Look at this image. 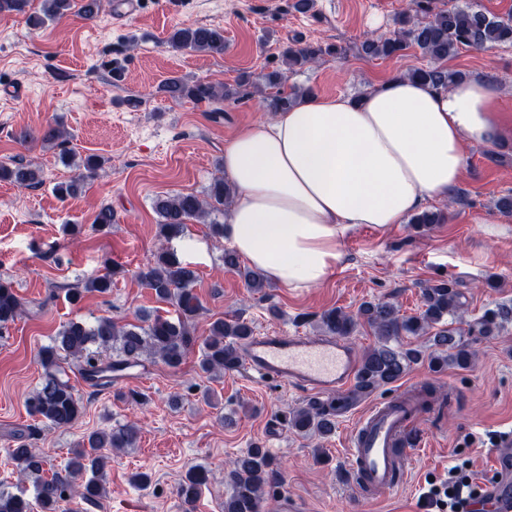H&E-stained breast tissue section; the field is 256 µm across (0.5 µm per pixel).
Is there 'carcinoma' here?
I'll use <instances>...</instances> for the list:
<instances>
[{"label": "carcinoma", "instance_id": "cac0c4a2", "mask_svg": "<svg viewBox=\"0 0 512 512\" xmlns=\"http://www.w3.org/2000/svg\"><path fill=\"white\" fill-rule=\"evenodd\" d=\"M29 0H0V14H28V22L35 28L68 15L77 8L92 18L101 8V0H42L41 12L28 13ZM397 30L386 37H367L361 44L362 53L369 57L399 56L413 47L429 58L430 65L414 67L403 76L434 89L446 90L458 82L460 75L448 69L446 62L459 49L466 47L487 50L501 44H512V14L497 15L483 9L473 0H448V7L434 10L430 0H410L409 11L397 20ZM169 45L178 51L224 53V31L215 27L185 26L174 29L168 37ZM342 48L319 43H296L281 51L282 67L264 75L265 83L278 87L288 74L317 64L324 56L337 54ZM249 78L241 77L234 86L222 82L190 81L171 77L159 87L165 97L173 101L218 103L241 99L248 95ZM311 93L309 89L292 88L291 92L277 91L267 98V111L290 109L298 98ZM22 142L41 141L46 146L64 149L68 143L65 130L58 124H48L34 133L22 129L17 133ZM103 164L99 156L82 160L83 172L77 177L56 185L55 192L62 198L74 195L81 186L84 173H93ZM0 181H9L20 187H34L42 183L41 170L25 165H0ZM234 189L220 174L212 178L205 196L195 193L159 195L154 210L159 217L157 238L171 242L185 235L192 220L206 221L213 214L228 210ZM447 214L441 210H425L411 217L410 223L419 225L443 224ZM224 266L237 269L246 287L253 295L264 293L269 277L249 267H241L239 255L224 251ZM121 272L117 265L112 272L87 276L76 288L68 291V299L78 302L89 293L105 294L112 288V276ZM142 285L154 293L156 299L175 308L176 317L169 318L157 312L139 319V322L120 324L108 317H98L94 323L72 319L64 324L52 343L43 346L37 361L44 371L39 388L26 399L29 415L36 424L27 427L25 440L8 449V455L20 473L35 481L36 503L40 512H60L61 503L73 494L86 502H93L104 494V459L100 450L135 448L140 430L134 424L104 428L86 435L80 448L70 457L65 474L43 476L46 460L32 444L41 427L66 429L74 425L83 413V403L69 381L60 377L69 360L78 362V371L84 382L98 390L110 389L126 371L148 359L160 360L171 369L180 368L196 343H201L199 368L206 374L233 371L240 366L237 345L254 334L251 323L238 316L213 321L208 335L198 339L192 328L201 310V301L194 291L196 273L182 263L177 255L161 246L152 261L136 273ZM423 307L413 316H402L389 301H366L357 314L341 309L324 311L319 326L332 336L352 335L358 323L366 324L377 337L375 346L367 350L361 364L359 387L373 390L400 380L411 365L422 359L418 348L398 345L403 336H427L434 353L430 355L432 370L448 366L469 367L474 357L471 343L463 339L461 331L453 326L460 318L464 303L449 281L442 280L422 288ZM24 302L13 282L0 278V330L15 322L22 314ZM512 324V302H498L485 309L469 328L472 336H496ZM287 427L301 436L326 438L336 429L335 413L331 409L310 404L283 417ZM230 492L224 498V512H260L265 490L281 483V475L268 451L258 446L249 448L231 463L225 472ZM209 481V472L199 467L189 468L177 488L185 505L195 503L201 487ZM0 512H33L31 502L16 494L0 492Z\"/></svg>", "mask_w": 512, "mask_h": 512}]
</instances>
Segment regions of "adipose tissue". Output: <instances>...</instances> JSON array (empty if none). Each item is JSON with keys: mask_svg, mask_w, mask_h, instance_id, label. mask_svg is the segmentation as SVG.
<instances>
[{"mask_svg": "<svg viewBox=\"0 0 512 512\" xmlns=\"http://www.w3.org/2000/svg\"><path fill=\"white\" fill-rule=\"evenodd\" d=\"M502 89L474 77L446 90L396 77L360 99H303L224 146L235 189L224 237L288 288H312L360 225L385 231L460 184L465 149L512 145Z\"/></svg>", "mask_w": 512, "mask_h": 512, "instance_id": "ef3b65f1", "label": "adipose tissue"}]
</instances>
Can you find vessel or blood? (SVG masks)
<instances>
[{
    "mask_svg": "<svg viewBox=\"0 0 512 512\" xmlns=\"http://www.w3.org/2000/svg\"><path fill=\"white\" fill-rule=\"evenodd\" d=\"M245 369L262 379L301 388L316 395H340L355 382L359 366L353 350L334 336H308L277 329L254 334L241 350ZM408 393L370 405L356 420L346 456L361 497L371 500L396 491L406 480L417 448L399 441L421 420ZM501 473L486 488L491 512H512V433L494 450Z\"/></svg>",
    "mask_w": 512,
    "mask_h": 512,
    "instance_id": "vessel-or-blood-1",
    "label": "vessel or blood"
}]
</instances>
